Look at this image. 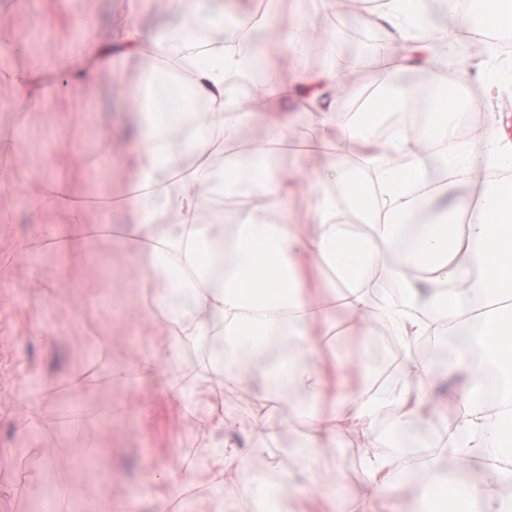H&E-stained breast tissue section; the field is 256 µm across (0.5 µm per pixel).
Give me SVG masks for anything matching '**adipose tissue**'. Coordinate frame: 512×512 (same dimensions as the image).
<instances>
[{"instance_id": "ef3b65f1", "label": "adipose tissue", "mask_w": 512, "mask_h": 512, "mask_svg": "<svg viewBox=\"0 0 512 512\" xmlns=\"http://www.w3.org/2000/svg\"><path fill=\"white\" fill-rule=\"evenodd\" d=\"M128 22L101 35L84 15L82 0H46L62 20L79 17V49L67 65L46 61L4 67L0 80L19 94L18 106L45 109V99L68 79L97 80L114 59L135 66L138 84L127 93L124 109L129 138L114 140L123 153L124 174L134 190L124 200L130 233L122 248L146 257V275L155 300L165 310L160 347L168 368H176L183 341L208 348L222 344L224 356L212 361L213 376L233 377L246 391L260 390L257 444L277 440L284 422L271 400L282 390L297 407L308 432L278 464L280 498L294 499L293 512H324L330 494L320 481L318 462L335 439L362 433L369 449V494L352 500L347 512H400L394 489L413 471L417 456L391 460L377 454L373 428L385 399L373 387L330 413L318 409L347 380L363 376L365 359L349 361L328 348L329 312L341 307L363 335L373 329L374 312H384L404 347L400 377L404 389L400 427L433 423L439 408L429 396L437 374L433 363L412 347L442 330L466 329L476 342L479 364L459 358L468 384L457 397V418L448 429V448L457 470H477L479 481L448 483L438 477L415 490L421 512H512V500L498 489L512 482V188L488 177L491 169H512V140L497 122L477 129L468 145L455 138L459 109L447 85L434 83L435 104L423 125H402L384 141L373 128L392 102L376 97L368 112L337 126L343 111L341 86L349 64L337 59L336 31L325 25L332 0H320L315 15L288 24L286 54L244 39L226 47L200 40V31L224 27V0H164L166 11L181 20L179 36L160 31L146 36L141 16L150 0H127ZM442 19L427 12L426 0H378L365 16L400 53L377 57L381 77L413 68L435 75L456 63V79L472 93L486 96L469 74L487 50L490 33H512V0H473L466 16L467 41L451 34L458 0H440ZM316 43L322 55L309 68L304 53ZM180 78L187 89L179 115L160 108L155 84L159 70ZM293 111H282L283 102ZM317 118L323 143L321 163L310 170L279 164V147L288 143L294 123ZM255 138L250 163L226 156L214 166L210 153L243 129ZM357 157L378 174L362 178L349 165ZM464 161L472 190L464 199H441L433 184ZM313 195L312 229L302 227L290 202L300 191ZM231 195L237 208L218 222L202 224L200 211L214 195ZM440 205L443 218L415 221L417 210ZM356 213L365 234L350 230L344 211ZM417 223L408 251L397 248L403 225ZM419 267L422 277L409 275ZM190 273L185 302L173 299L170 277ZM399 284L400 300L383 285ZM280 337L271 356L268 342ZM498 375L500 396L481 405L482 370ZM251 454L212 458L215 479L232 471L239 493L256 512H267L269 496L252 473Z\"/></svg>"}]
</instances>
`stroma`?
Wrapping results in <instances>:
<instances>
[{
  "instance_id": "obj_1",
  "label": "stroma",
  "mask_w": 512,
  "mask_h": 512,
  "mask_svg": "<svg viewBox=\"0 0 512 512\" xmlns=\"http://www.w3.org/2000/svg\"><path fill=\"white\" fill-rule=\"evenodd\" d=\"M14 0H0V12L13 13L18 29L29 34L30 56L55 60L70 29L57 23L44 33L47 16L41 0H28L14 13ZM364 22L355 15L337 26V52L361 60L352 69L346 92L356 100L377 86L368 61L374 45L358 38ZM480 76L492 86L493 99L454 86L473 127L488 120V107L504 114L512 134V68L486 59ZM138 81L133 68L112 82H76L62 97L48 96L47 111L15 112L16 92L0 83V141H21L25 159L9 169L0 189V448L13 451L12 463L0 467V512H70L72 497L84 486L95 489L87 512H112L114 505L137 499L138 512H213L214 488L205 473L187 482L179 498L149 485L151 470L183 472L206 460V442L229 441L239 450L255 443L256 398L225 381L223 399L239 423L232 435H205L185 408L210 390L205 352L186 344L177 374L159 368L149 379L131 377V359L157 354L160 315L152 312L153 290L141 262L114 246L127 227L120 209L104 216L86 209L84 222L108 224L109 234L96 246L73 251L40 248L51 235L69 239L74 227L61 211L36 212L23 196L38 179L66 185L76 195L108 199L118 193L120 161L83 166L80 157L100 150L123 126L126 91ZM342 352L369 350L377 363L383 331L364 337L343 310L331 313ZM364 439L336 440L319 462L324 486L339 503L369 493L363 467Z\"/></svg>"
}]
</instances>
